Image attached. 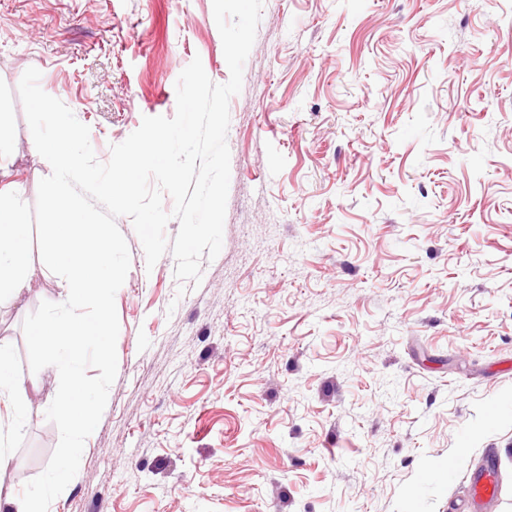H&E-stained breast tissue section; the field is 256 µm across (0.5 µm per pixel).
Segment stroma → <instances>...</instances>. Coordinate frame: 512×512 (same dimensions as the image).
<instances>
[{
  "instance_id": "1",
  "label": "stroma",
  "mask_w": 512,
  "mask_h": 512,
  "mask_svg": "<svg viewBox=\"0 0 512 512\" xmlns=\"http://www.w3.org/2000/svg\"><path fill=\"white\" fill-rule=\"evenodd\" d=\"M212 0H0V185L51 172L26 69L99 162L173 117ZM223 245L200 284L131 257L117 375L49 512H452L486 456L512 512V0H264L230 101ZM68 285L32 251L0 306L28 417L0 485L41 474L59 384L22 323Z\"/></svg>"
}]
</instances>
